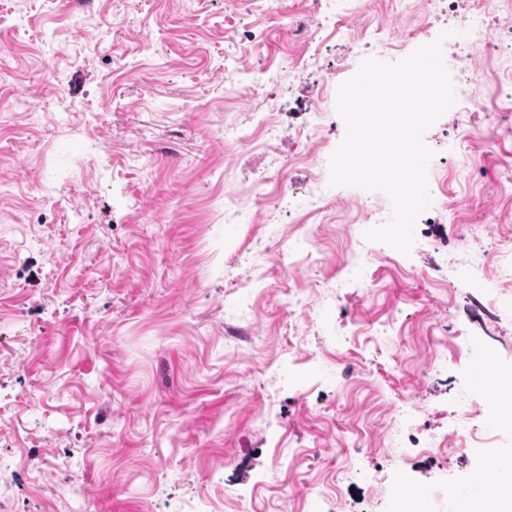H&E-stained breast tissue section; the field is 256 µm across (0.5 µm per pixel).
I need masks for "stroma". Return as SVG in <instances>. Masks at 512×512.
Wrapping results in <instances>:
<instances>
[{
    "mask_svg": "<svg viewBox=\"0 0 512 512\" xmlns=\"http://www.w3.org/2000/svg\"><path fill=\"white\" fill-rule=\"evenodd\" d=\"M479 4L454 0L444 62L468 53L480 89L512 94V0L475 39ZM426 10L337 0L312 36L318 0H0L5 512L80 494L93 512H393L417 490L458 512L474 467L512 482V433L460 349L512 375V287L470 281L512 241V136L453 154L479 106L425 132L438 194L410 254L358 261L384 192L324 181L305 215L346 132L339 85L417 49ZM261 113L278 137L247 140ZM435 433L457 451L421 453Z\"/></svg>",
    "mask_w": 512,
    "mask_h": 512,
    "instance_id": "obj_1",
    "label": "stroma"
}]
</instances>
